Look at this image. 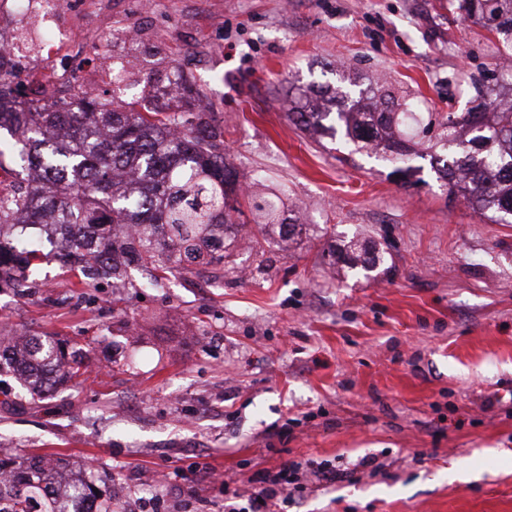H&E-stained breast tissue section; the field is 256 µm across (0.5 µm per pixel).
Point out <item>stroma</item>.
<instances>
[{"label":"stroma","instance_id":"1","mask_svg":"<svg viewBox=\"0 0 512 512\" xmlns=\"http://www.w3.org/2000/svg\"><path fill=\"white\" fill-rule=\"evenodd\" d=\"M76 23L132 63L118 96L153 105L171 67L209 103L226 156L254 196L286 191L301 234L258 259L144 287H75L44 247L32 288H0V329L79 342L88 368L45 399L0 404L14 456L94 462L125 485L120 512H225L261 469L327 460L288 512H512V224H497L430 167L404 188L389 163L327 149L288 117L291 87L385 83L422 112H465L512 61L450 0H76ZM43 46L21 14L0 47ZM180 110V101H158ZM384 244L356 275L327 251ZM370 466H361L362 458ZM209 467L214 479L157 474Z\"/></svg>","mask_w":512,"mask_h":512}]
</instances>
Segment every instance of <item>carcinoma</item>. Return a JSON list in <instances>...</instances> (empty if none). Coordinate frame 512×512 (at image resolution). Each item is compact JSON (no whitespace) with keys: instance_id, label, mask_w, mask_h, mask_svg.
Segmentation results:
<instances>
[{"instance_id":"obj_1","label":"carcinoma","mask_w":512,"mask_h":512,"mask_svg":"<svg viewBox=\"0 0 512 512\" xmlns=\"http://www.w3.org/2000/svg\"><path fill=\"white\" fill-rule=\"evenodd\" d=\"M458 9L481 20L504 49L512 50V0H459ZM172 78L155 97L189 85L171 68ZM291 117L301 128L338 140L352 153L375 155L392 166L391 175L410 186L426 159L448 184V197H462L499 224L512 220V97L478 104L467 112L439 119L434 112H414L389 92L368 87L352 97L346 92L334 112L320 108L306 89L292 101ZM0 128L18 138L24 170L37 163L44 180L37 192L0 196V282L14 279L21 266L41 259L35 238L61 254L79 275L78 288L93 284L87 260L127 274L137 262L149 269V284L192 272L203 244L208 264H228L238 237L237 218L248 200L265 219L251 239L256 253L280 246L297 224L283 216L278 195L255 200L238 194V173L224 157L223 141L206 112H166L158 107L117 111L84 93L73 102H18L0 88ZM97 115L96 125L84 121ZM109 132V141L99 131ZM386 251L351 239L339 258L351 269L375 271ZM0 363L11 367L34 396L84 375L81 349L65 353L55 336H28L23 347L0 348ZM63 471L48 467L40 455L0 481V512H71L73 491L54 486ZM92 507L88 512H116L112 496L79 484Z\"/></svg>"}]
</instances>
